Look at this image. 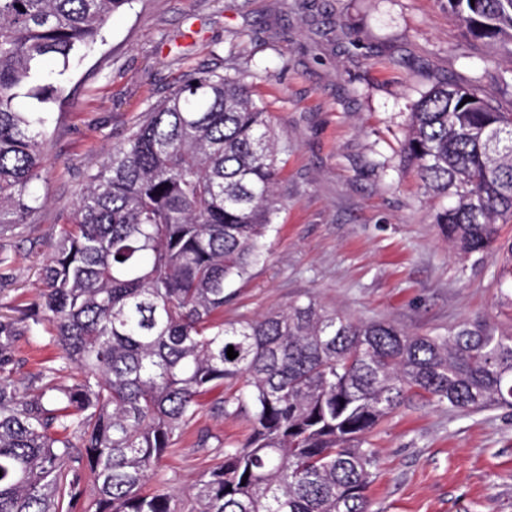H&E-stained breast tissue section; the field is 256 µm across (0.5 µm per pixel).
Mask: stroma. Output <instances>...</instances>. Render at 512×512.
<instances>
[{"instance_id": "stroma-1", "label": "stroma", "mask_w": 512, "mask_h": 512, "mask_svg": "<svg viewBox=\"0 0 512 512\" xmlns=\"http://www.w3.org/2000/svg\"><path fill=\"white\" fill-rule=\"evenodd\" d=\"M447 0H129L105 40L63 75L50 114L38 197L8 239L12 280L0 314L35 301L51 243L77 193L142 115L205 68L244 77L275 130L279 210L262 262L227 283L225 321L315 299L356 321L447 335L480 320L512 332L503 254L467 257L442 235L430 197L401 151L413 104L440 80L489 71L486 95L512 110L495 74L512 57L468 44ZM58 352L50 336L16 350L28 378ZM194 431L164 455L159 478L189 493L212 463ZM377 452L371 512H512V409L465 415L414 401L368 437Z\"/></svg>"}]
</instances>
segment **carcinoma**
<instances>
[{
	"instance_id": "cac0c4a2",
	"label": "carcinoma",
	"mask_w": 512,
	"mask_h": 512,
	"mask_svg": "<svg viewBox=\"0 0 512 512\" xmlns=\"http://www.w3.org/2000/svg\"><path fill=\"white\" fill-rule=\"evenodd\" d=\"M129 0H0V238L36 209L49 111L63 74ZM464 35L512 55V0H448ZM484 75L437 83L402 143L435 195L436 222L468 256L505 252L512 112ZM470 101L463 102L464 98ZM32 101L25 108L22 100ZM277 141L241 78L197 70L146 113L81 189L51 244L37 309L0 315V512H370L366 435L422 400L470 413L512 408V334L482 321L448 335L347 319L315 300L224 321L225 284L265 255L278 211ZM74 367L14 375L39 329ZM238 356L227 357L228 347ZM242 415V443L206 429L214 466L192 493L160 483L161 457L197 419Z\"/></svg>"
}]
</instances>
